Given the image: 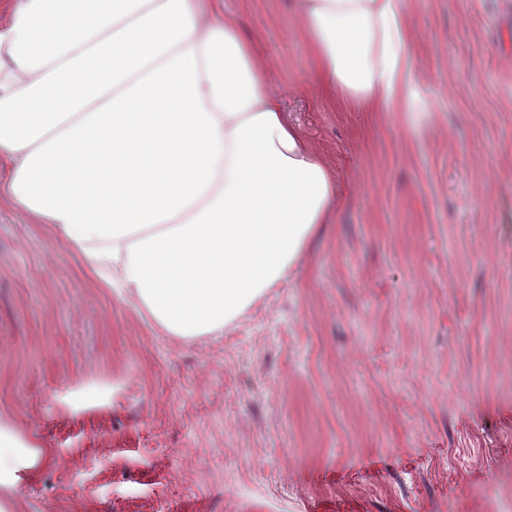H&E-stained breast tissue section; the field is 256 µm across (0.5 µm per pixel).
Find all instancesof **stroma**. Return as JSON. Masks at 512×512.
Segmentation results:
<instances>
[{"label":"stroma","instance_id":"35a3bbf8","mask_svg":"<svg viewBox=\"0 0 512 512\" xmlns=\"http://www.w3.org/2000/svg\"><path fill=\"white\" fill-rule=\"evenodd\" d=\"M294 0H224L340 199L192 344L0 204V512H512V13L407 0L424 122L345 112Z\"/></svg>","mask_w":512,"mask_h":512}]
</instances>
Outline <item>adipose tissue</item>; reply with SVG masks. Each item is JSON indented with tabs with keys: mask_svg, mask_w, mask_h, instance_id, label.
Listing matches in <instances>:
<instances>
[{
	"mask_svg": "<svg viewBox=\"0 0 512 512\" xmlns=\"http://www.w3.org/2000/svg\"><path fill=\"white\" fill-rule=\"evenodd\" d=\"M406 0H298L337 105L421 122ZM223 0H17L0 181L99 287L190 344L297 279L339 188Z\"/></svg>",
	"mask_w": 512,
	"mask_h": 512,
	"instance_id": "1",
	"label": "adipose tissue"
}]
</instances>
